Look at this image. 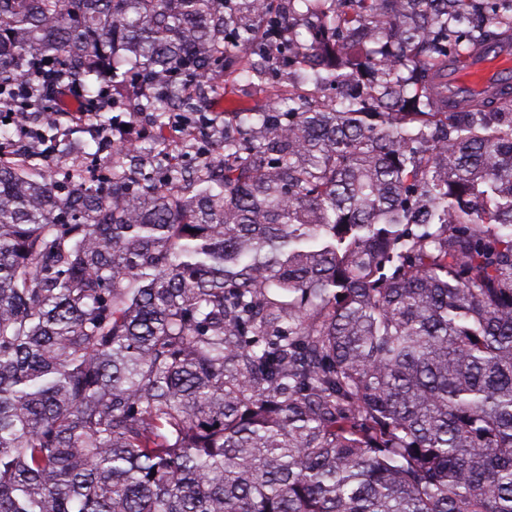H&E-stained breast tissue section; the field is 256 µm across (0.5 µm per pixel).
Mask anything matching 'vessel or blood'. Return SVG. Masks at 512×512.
I'll list each match as a JSON object with an SVG mask.
<instances>
[{"instance_id":"obj_1","label":"vessel or blood","mask_w":512,"mask_h":512,"mask_svg":"<svg viewBox=\"0 0 512 512\" xmlns=\"http://www.w3.org/2000/svg\"><path fill=\"white\" fill-rule=\"evenodd\" d=\"M512 87V50L500 47L476 56L471 65L448 75V90L461 95Z\"/></svg>"}]
</instances>
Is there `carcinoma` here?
I'll return each instance as SVG.
<instances>
[{
  "mask_svg": "<svg viewBox=\"0 0 512 512\" xmlns=\"http://www.w3.org/2000/svg\"><path fill=\"white\" fill-rule=\"evenodd\" d=\"M261 42L286 94L171 144ZM498 44L512 0H0V512H512V91L448 98Z\"/></svg>",
  "mask_w": 512,
  "mask_h": 512,
  "instance_id": "1",
  "label": "carcinoma"
}]
</instances>
